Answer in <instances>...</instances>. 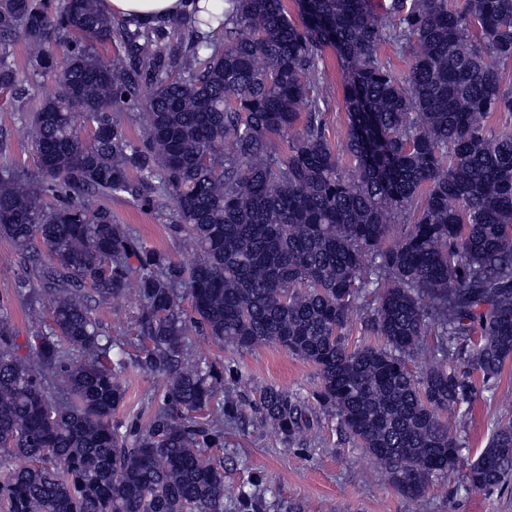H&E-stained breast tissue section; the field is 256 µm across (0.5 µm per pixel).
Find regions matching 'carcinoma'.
<instances>
[{
    "label": "carcinoma",
    "mask_w": 512,
    "mask_h": 512,
    "mask_svg": "<svg viewBox=\"0 0 512 512\" xmlns=\"http://www.w3.org/2000/svg\"><path fill=\"white\" fill-rule=\"evenodd\" d=\"M298 6L294 21L285 0H203L169 20L185 48L136 31L125 61L98 51L113 32L99 0H0V90L23 82L19 39L28 76L52 70L58 85L20 127L37 173L0 168V237L32 262L19 294L50 312L21 344L0 310V512H224L209 449L224 447L234 405L223 372L188 355L189 321L315 366L318 398L405 496L460 464L469 369L488 382L512 360V132L487 129L512 112L495 68L512 62V0ZM384 43L407 59L403 76L381 61ZM328 48L346 63L350 173L321 120ZM140 70L136 143L117 112ZM116 196L170 207L194 262L112 223L99 198ZM132 281L134 359L95 315ZM355 313L379 343L349 348ZM133 361L164 378L143 427L115 418ZM260 410L290 441L305 428L286 391L264 390ZM14 457L27 465L9 468ZM511 479L510 417L467 480Z\"/></svg>",
    "instance_id": "1"
}]
</instances>
